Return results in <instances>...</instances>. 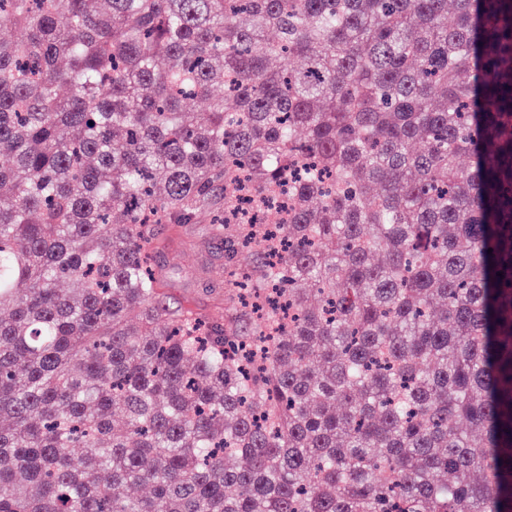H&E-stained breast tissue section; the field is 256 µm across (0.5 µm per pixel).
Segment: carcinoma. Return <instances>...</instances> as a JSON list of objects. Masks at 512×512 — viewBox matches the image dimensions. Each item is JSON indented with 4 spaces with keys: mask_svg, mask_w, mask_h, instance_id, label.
<instances>
[{
    "mask_svg": "<svg viewBox=\"0 0 512 512\" xmlns=\"http://www.w3.org/2000/svg\"><path fill=\"white\" fill-rule=\"evenodd\" d=\"M3 30L0 512H512V0ZM207 211L238 307L203 316L154 253Z\"/></svg>",
    "mask_w": 512,
    "mask_h": 512,
    "instance_id": "carcinoma-1",
    "label": "carcinoma"
}]
</instances>
